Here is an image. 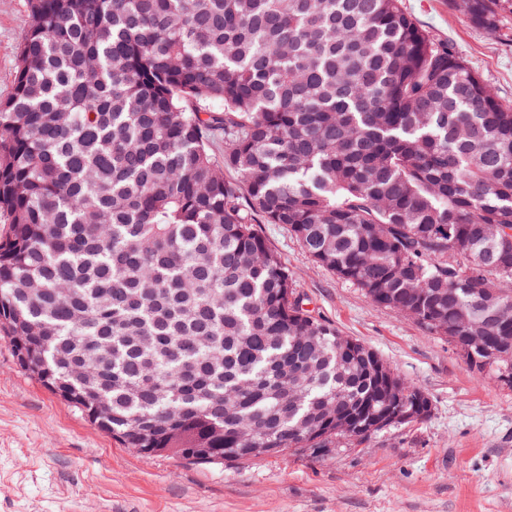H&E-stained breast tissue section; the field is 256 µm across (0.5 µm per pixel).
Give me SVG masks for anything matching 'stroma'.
<instances>
[{
	"mask_svg": "<svg viewBox=\"0 0 512 512\" xmlns=\"http://www.w3.org/2000/svg\"><path fill=\"white\" fill-rule=\"evenodd\" d=\"M407 12L512 101V13L475 27L453 0ZM26 0H0V100L13 89ZM261 230L307 309L376 350L422 389L432 413L327 458L287 452L224 466L146 459L99 431L17 365L0 337V512H512V388L473 372L448 340L372 306L313 263L287 228Z\"/></svg>",
	"mask_w": 512,
	"mask_h": 512,
	"instance_id": "stroma-1",
	"label": "stroma"
}]
</instances>
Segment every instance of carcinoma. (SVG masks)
I'll return each instance as SVG.
<instances>
[{
    "instance_id": "1",
    "label": "carcinoma",
    "mask_w": 512,
    "mask_h": 512,
    "mask_svg": "<svg viewBox=\"0 0 512 512\" xmlns=\"http://www.w3.org/2000/svg\"><path fill=\"white\" fill-rule=\"evenodd\" d=\"M455 2L490 33L512 9ZM27 7L0 101V331L123 447L323 457L332 401H397L371 352L338 356L259 224L433 335L512 336V104L401 0Z\"/></svg>"
}]
</instances>
